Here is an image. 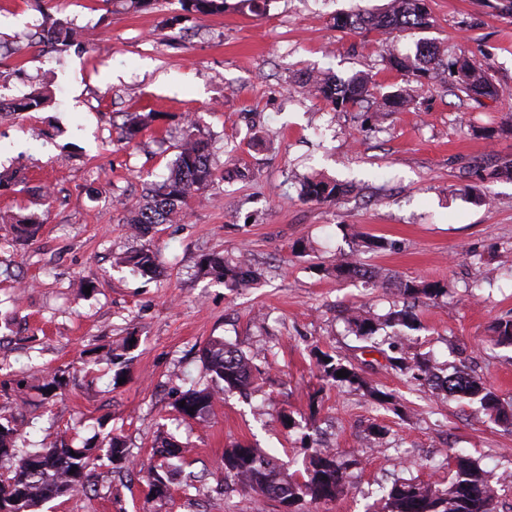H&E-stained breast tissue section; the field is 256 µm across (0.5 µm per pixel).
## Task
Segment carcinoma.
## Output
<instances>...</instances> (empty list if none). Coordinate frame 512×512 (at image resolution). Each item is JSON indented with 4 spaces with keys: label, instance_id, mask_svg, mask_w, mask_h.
I'll use <instances>...</instances> for the list:
<instances>
[{
    "label": "carcinoma",
    "instance_id": "1",
    "mask_svg": "<svg viewBox=\"0 0 512 512\" xmlns=\"http://www.w3.org/2000/svg\"><path fill=\"white\" fill-rule=\"evenodd\" d=\"M184 10L200 14L224 12V0H180ZM427 0H389L379 13L344 14L336 17V27L350 31L369 30L387 32L393 29H425L430 26ZM76 28L70 22L57 19L38 37V42H54L65 45L74 41ZM389 65L408 77L420 80L440 81L447 74L455 79L456 88L469 97L499 99L505 96L504 88L489 74V68L476 63L465 55H453L448 63H442L439 50L428 43L419 46L413 55L389 57ZM312 96L330 102L342 109L350 104L365 102L382 109L394 101L410 102L408 89L399 88L392 95L373 101L371 81L359 75L351 81L339 84L332 77L316 79ZM46 98L33 93L11 102L13 112H32L45 104ZM209 143L187 130L179 152L163 183L149 188L145 201L132 212L128 222L130 235L144 237L156 224H171L185 214L188 196L206 185L213 178ZM348 189L336 182L312 178L303 183L302 196L307 201H336ZM17 234L32 237L40 224L32 213L10 217ZM118 263L148 276L157 272L156 254L148 246L126 252L117 257ZM203 264L205 275L212 279L246 285L257 280L260 273L242 257L231 264L220 255L207 257ZM336 275L372 281L373 272L346 258L336 265ZM398 291L406 300L402 308L389 313L391 326L414 327L413 308L419 298L435 300L445 293L438 282L406 280L399 282ZM351 330L365 340H373L379 324L356 311L350 313ZM201 361L211 384L194 386L181 393L175 404L180 414L190 419H206L224 391L243 392L253 380L250 360L235 347L213 339L201 349ZM391 365L410 375V378L448 396H460L479 404L490 420L512 424V408L505 407L484 383L461 368H454L448 375L436 372L428 360L413 352L412 347L399 348V356L389 358ZM321 377L331 383L364 384L363 378L350 365L329 354H322L318 361ZM345 370L347 376L337 372ZM21 425L17 418L0 422V512H38L42 504L54 497L85 491L90 478V461L107 460L112 465L129 461L127 448L118 438L110 439L105 448L87 445L73 448L63 440H56L34 452L20 446ZM155 454L166 459L162 470L147 471L149 494L158 500L169 497L170 479L176 465L172 460H184L185 449L173 438L159 434L153 442ZM224 477L252 489L263 498L293 505L310 498L314 501H331L344 490V476L335 455L327 448H315L304 463V471L289 473L279 459L257 448L236 445L224 452L222 460ZM448 482L419 481L394 484L382 491V505L378 512H494L496 488L492 479L470 456L456 453L449 457Z\"/></svg>",
    "mask_w": 512,
    "mask_h": 512
}]
</instances>
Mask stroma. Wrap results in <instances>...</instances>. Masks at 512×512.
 I'll return each mask as SVG.
<instances>
[{
  "label": "stroma",
  "mask_w": 512,
  "mask_h": 512,
  "mask_svg": "<svg viewBox=\"0 0 512 512\" xmlns=\"http://www.w3.org/2000/svg\"><path fill=\"white\" fill-rule=\"evenodd\" d=\"M387 2L226 0L223 13L204 15L179 0L139 12L123 0H0V97H48L37 111L0 118V176L17 179L0 187V213L43 219L26 243L0 223V415L23 419L26 447L60 432L76 447L117 436L138 463L96 467L89 491L42 512H285L225 478L224 450L237 443L296 470L313 447L334 449L345 492L296 512H370L394 482L446 481L455 449L496 480V512H512V426L411 383L345 322L351 310L385 315L399 282H441L446 295L417 304L406 343L436 366L466 365L512 404V345L494 331L512 319V98L410 84L386 62L430 42L441 56L487 65L512 89V14L486 0H428L427 29L358 34L334 24ZM60 18L86 29V43H40ZM317 72L369 76L378 96L407 85L412 102L337 109L301 88ZM147 112L150 125L123 139V126ZM187 116L211 142L215 177L188 198L185 223L135 239L126 219L145 184L167 175ZM307 177L355 191L307 201ZM368 238L383 248H364ZM145 243L160 276L114 265ZM214 253L251 258L261 278L234 288L204 277L200 264ZM346 255L383 287L336 278ZM85 279L94 283L87 295ZM129 335L136 345L121 371L104 356ZM215 337L251 358L254 385L246 397L224 394L207 420L182 418V382H205L199 351ZM323 353L355 366L367 388L322 381ZM60 369L62 386L44 393ZM373 388L393 404L373 402ZM374 424L383 434L364 447ZM161 428L191 450L162 508L139 471L154 463Z\"/></svg>",
  "instance_id": "stroma-1"
}]
</instances>
